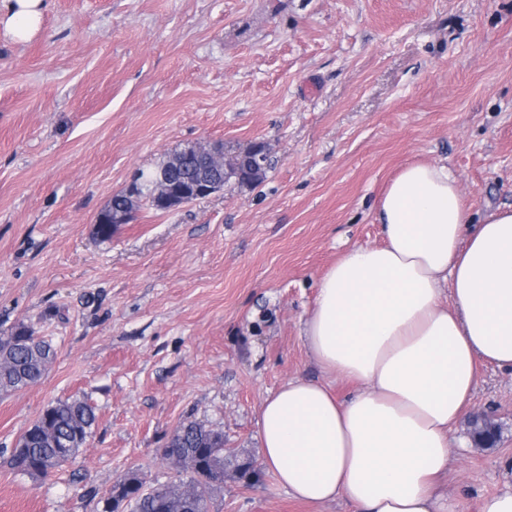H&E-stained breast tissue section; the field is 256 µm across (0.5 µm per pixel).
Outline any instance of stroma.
Segmentation results:
<instances>
[{
	"label": "stroma",
	"instance_id": "obj_1",
	"mask_svg": "<svg viewBox=\"0 0 512 512\" xmlns=\"http://www.w3.org/2000/svg\"><path fill=\"white\" fill-rule=\"evenodd\" d=\"M265 142L256 188L140 208L111 240L97 214L191 143ZM457 176L474 218L512 205V0H46L40 31L0 25V333L53 345L43 378L0 394V512H99L128 473L166 481L184 420L260 461L263 400L319 378L302 335L320 277L379 245L376 202L407 164ZM97 420L43 479L6 455L49 405ZM491 450H461L448 512L512 491V371L480 366ZM210 512H344L274 474L225 477Z\"/></svg>",
	"mask_w": 512,
	"mask_h": 512
}]
</instances>
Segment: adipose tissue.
Here are the masks:
<instances>
[{"label": "adipose tissue", "instance_id": "ef3b65f1", "mask_svg": "<svg viewBox=\"0 0 512 512\" xmlns=\"http://www.w3.org/2000/svg\"><path fill=\"white\" fill-rule=\"evenodd\" d=\"M17 41L44 0H5ZM383 242L321 277L303 336L321 379L267 396L262 464L297 500L349 512H447L441 482L480 365L512 370V206L474 222L441 163L404 167L378 201ZM352 383L338 397L328 377Z\"/></svg>", "mask_w": 512, "mask_h": 512}]
</instances>
